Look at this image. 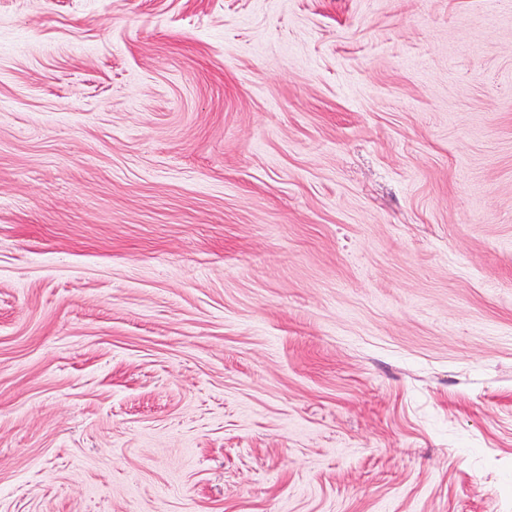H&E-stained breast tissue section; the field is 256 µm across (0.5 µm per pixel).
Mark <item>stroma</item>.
<instances>
[{"label": "stroma", "mask_w": 512, "mask_h": 512, "mask_svg": "<svg viewBox=\"0 0 512 512\" xmlns=\"http://www.w3.org/2000/svg\"><path fill=\"white\" fill-rule=\"evenodd\" d=\"M0 512H512V0H0Z\"/></svg>", "instance_id": "35a3bbf8"}]
</instances>
